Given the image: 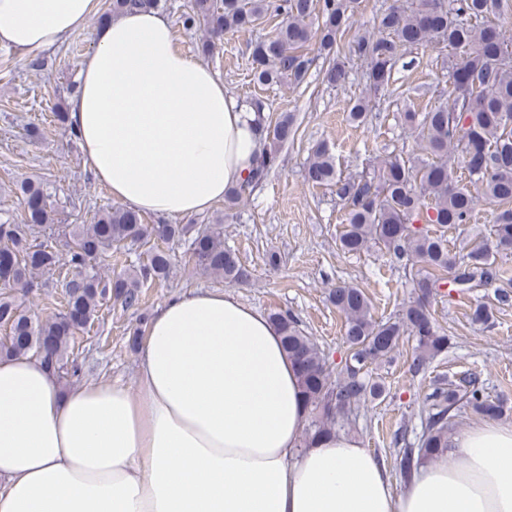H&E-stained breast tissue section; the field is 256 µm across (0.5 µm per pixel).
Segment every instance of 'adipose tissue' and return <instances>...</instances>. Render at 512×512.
<instances>
[{
  "label": "adipose tissue",
  "instance_id": "1",
  "mask_svg": "<svg viewBox=\"0 0 512 512\" xmlns=\"http://www.w3.org/2000/svg\"><path fill=\"white\" fill-rule=\"evenodd\" d=\"M98 0H0V45L28 60ZM256 112L132 10L93 32L69 102L84 164L114 199L190 216L247 178ZM135 387L62 390L32 355L0 358V512H512V425L483 420L397 487L352 437L304 445L297 367L231 292L178 294L141 339Z\"/></svg>",
  "mask_w": 512,
  "mask_h": 512
}]
</instances>
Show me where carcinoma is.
<instances>
[{
	"mask_svg": "<svg viewBox=\"0 0 512 512\" xmlns=\"http://www.w3.org/2000/svg\"><path fill=\"white\" fill-rule=\"evenodd\" d=\"M359 5L360 0H190L180 22L187 30L203 22L205 37L197 49L210 58L223 49L226 36L250 30L268 16L279 17L273 33L252 46L253 81L298 86L320 59L322 82L338 87L349 77L348 66L339 57L340 44L355 23ZM161 8L162 0H112L100 19L105 23L131 9ZM511 8L512 0H394L376 32H358L349 41L350 56L367 64V82L376 91L388 88L403 49L444 45L460 61L448 60V91L437 106L428 112L399 113L402 124L417 132L415 156L392 151L360 174L345 177L327 145L318 143L311 149L305 182L335 192L346 210L337 249L358 254L374 244L405 262L413 296L395 316L377 321L364 289L351 283L329 289L328 301L344 318L348 350L345 365L335 376L326 355L296 317L270 313L285 351L298 367L309 413L307 445L337 434L351 413L382 397L384 385L368 367L389 358L404 338L414 341L409 370L415 374L425 372L448 350L450 338L430 310L440 288L465 296L508 274V269L494 265L492 256L512 254V39L497 30L494 20ZM462 70L470 84L464 91L457 83ZM296 132L290 112L274 122L259 121L257 136L263 149L247 179L225 191V215L266 182L278 167L280 148L294 140ZM471 143L485 151L477 164L466 158ZM478 192L493 206L491 240L465 254L456 253L448 248L444 228L471 222ZM15 194L23 206L22 221L0 220V327L5 330L0 358L44 354L54 372H62L74 355L77 336L102 308L138 310L144 285L170 278L174 256L157 245L159 240L189 237L194 269L201 276L232 286L252 278L249 267L224 245L219 223L191 234L184 224H147L137 211L114 206L94 214L88 224L63 225L62 251L44 183L25 180L16 185ZM417 223L435 224L441 231L417 228ZM130 244L145 248V263L113 276L93 264L104 251ZM63 266L67 271L56 280L62 311L38 321L18 296L36 287L38 276L53 275ZM432 400L418 447L403 449L398 459L406 477L447 450L458 404L486 417L507 411L504 400L485 396L471 375L439 383Z\"/></svg>",
	"mask_w": 512,
	"mask_h": 512,
	"instance_id": "cac0c4a2",
	"label": "carcinoma"
}]
</instances>
